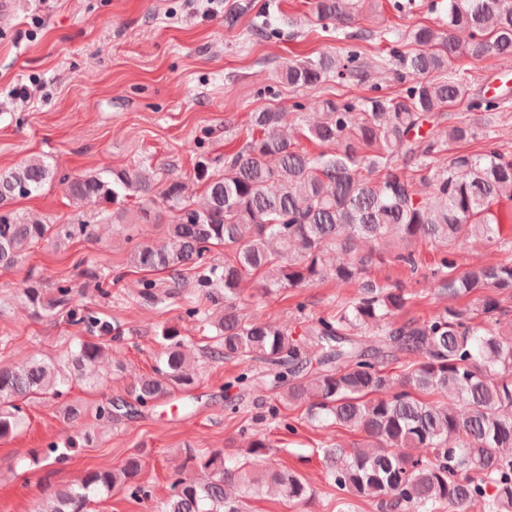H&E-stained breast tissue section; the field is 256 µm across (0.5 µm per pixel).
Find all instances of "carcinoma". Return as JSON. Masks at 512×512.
<instances>
[{
	"label": "carcinoma",
	"instance_id": "carcinoma-1",
	"mask_svg": "<svg viewBox=\"0 0 512 512\" xmlns=\"http://www.w3.org/2000/svg\"><path fill=\"white\" fill-rule=\"evenodd\" d=\"M309 5L314 21L333 26L336 40L347 46L288 63V85L313 88L331 74L363 84L373 65L394 60L402 88L392 95L317 101L321 118L303 123L302 136L323 147L318 153L288 138L277 109L252 113L245 143L224 157V173L210 172L205 159L195 161L194 177L204 187L201 205L190 201L180 181L160 187L147 158L109 169L106 178L58 177L44 159L29 158L0 172V269L19 264L37 244L94 237L88 221L45 224L5 209L54 178L78 204L115 205L114 216L134 198L145 220L160 201L173 214L166 236L133 245L130 263L165 273L167 281L163 288L142 281L138 301L156 306L168 296H185V317L199 331L216 332L215 341L200 349L202 356L265 365L259 378L246 368L228 382L249 391L251 422L291 428L266 394L281 388L288 402L306 405L310 422L363 433V442L352 448L322 443L314 449L343 506L366 499L380 512H461L478 500L484 512H512V261L460 264L465 242L501 239L492 208L512 200V159L500 151L495 126L512 90L469 101V111L481 113L479 122L448 112L469 94L455 65L460 56L512 58V0H448L446 27L418 24L395 34L388 56L374 64L349 45L367 38L353 29L355 0ZM459 29L469 32L463 48ZM472 141L481 142L478 152L459 151L441 163L451 146ZM417 179L432 187L431 197L419 195ZM391 240L402 244L393 262L426 288L450 298L473 296L474 307L450 305L423 321L396 320L412 294L368 279L373 255L359 252L363 243ZM418 240L439 248L432 265L423 266L411 249ZM217 246L224 247L222 266L207 261ZM328 250L350 260L329 271L323 264ZM252 274L264 279L267 293L309 286L329 274L356 293L295 338L273 322L240 316L239 287ZM77 294L63 279L50 287L36 280L25 290L32 315H62L91 338L55 359L0 366V439L24 426L30 396L59 398L73 383L101 382L94 371L106 351L100 338L120 331L79 304ZM155 339L161 352L152 373L131 388L130 399L98 404L99 424L117 423L138 406H153L197 384L182 331L164 327ZM406 357L411 361L399 373L387 371ZM271 450L269 441L253 434L235 454L215 449L190 456L199 475L175 472L157 512H244V502L226 490L231 485L244 495L264 488L291 504L308 502L312 489L303 476L266 466ZM141 469V456L133 453L117 469L90 471L55 490L37 512H90L94 498L115 489L151 500L153 488L138 481Z\"/></svg>",
	"mask_w": 512,
	"mask_h": 512
}]
</instances>
